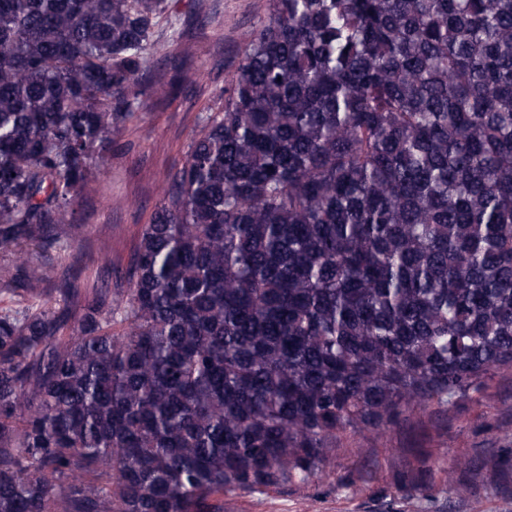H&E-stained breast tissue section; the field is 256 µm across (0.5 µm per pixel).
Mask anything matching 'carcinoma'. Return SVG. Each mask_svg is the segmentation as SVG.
<instances>
[{"mask_svg":"<svg viewBox=\"0 0 512 512\" xmlns=\"http://www.w3.org/2000/svg\"><path fill=\"white\" fill-rule=\"evenodd\" d=\"M171 0H0V512H224L512 368V0H270L117 292L77 196Z\"/></svg>","mask_w":512,"mask_h":512,"instance_id":"1","label":"carcinoma"}]
</instances>
